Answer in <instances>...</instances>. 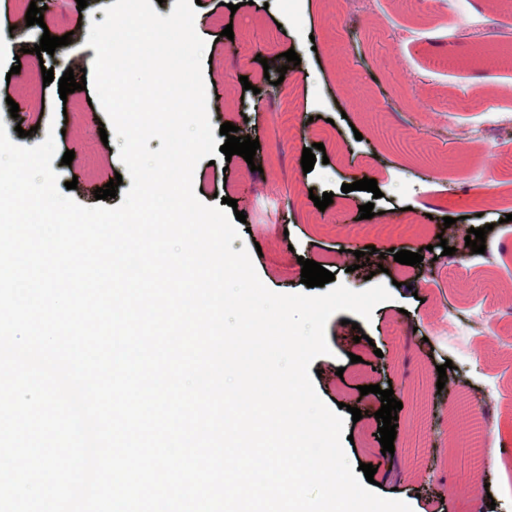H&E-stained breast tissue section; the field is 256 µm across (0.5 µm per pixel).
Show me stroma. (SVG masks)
Masks as SVG:
<instances>
[{
	"mask_svg": "<svg viewBox=\"0 0 512 512\" xmlns=\"http://www.w3.org/2000/svg\"><path fill=\"white\" fill-rule=\"evenodd\" d=\"M35 2L44 8V23L29 27L26 7L0 0V122L12 142L27 147L55 128L58 155L51 167L60 181L76 180L72 197L96 206L95 190L118 175L115 197L100 203L117 207L132 181L119 140L100 138L108 118L94 88L60 96L57 80L72 65L69 51L41 58L26 51L43 33L60 37L103 21L114 0H88L83 9L76 0ZM338 8V0H252L234 11L222 0L196 6L210 122L216 128L232 123L260 147L253 160L258 170L241 156L219 152L197 164L193 186L209 205L236 199L248 229L232 247L253 250V266L269 290L304 292L303 257L351 290L388 286L390 299L369 319L340 311L328 320L331 352L309 367L329 408L342 402L362 409V419L345 422L342 445L351 466H374L378 495L402 500L412 512H430L432 499L442 495L447 512H512V427L488 436L482 467L471 468L467 455L454 449L467 429L463 400L478 401L492 386L493 419L512 415V254L493 260L502 245L512 246V222L499 220L512 212V167L502 162L512 157V136L478 144L462 139L469 130H496L499 108H512V65L490 66L472 53L478 38L507 43L512 0H375L370 15L342 19ZM15 25L23 26L22 38L5 37ZM228 26L230 38L222 34ZM291 49L300 65L278 74L281 53ZM441 58L447 66H438ZM46 68L55 82L44 83ZM244 77L250 89H243ZM271 79L281 80V95L253 109L254 89ZM286 108L292 120L284 124ZM22 129L27 137H19ZM315 143L324 145L328 160L303 171L302 152ZM68 150L75 153L69 166L60 160ZM366 177L376 180L381 198L342 192V185ZM326 192L333 202L318 209L313 199ZM465 199L488 228L486 250L436 265L444 220ZM369 202L389 224L404 225V233L376 235L373 220L359 212ZM353 224L360 229L355 236L347 232ZM368 246L376 252L358 266L355 253ZM397 249L423 256L419 266L402 268L417 290L392 284L388 270ZM450 356L456 363L448 374L461 383L458 391L436 386L437 368ZM375 384L393 389L403 404L391 455L383 454L376 437L380 397L360 392ZM475 481L487 494L469 493Z\"/></svg>",
	"mask_w": 512,
	"mask_h": 512,
	"instance_id": "35a3bbf8",
	"label": "stroma"
}]
</instances>
